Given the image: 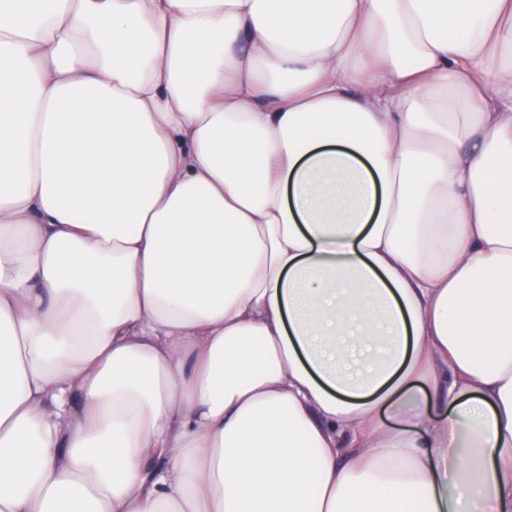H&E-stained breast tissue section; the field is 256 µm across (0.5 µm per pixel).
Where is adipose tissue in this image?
Here are the masks:
<instances>
[{"label": "adipose tissue", "mask_w": 512, "mask_h": 512, "mask_svg": "<svg viewBox=\"0 0 512 512\" xmlns=\"http://www.w3.org/2000/svg\"><path fill=\"white\" fill-rule=\"evenodd\" d=\"M512 512V0H0V512Z\"/></svg>", "instance_id": "obj_1"}]
</instances>
